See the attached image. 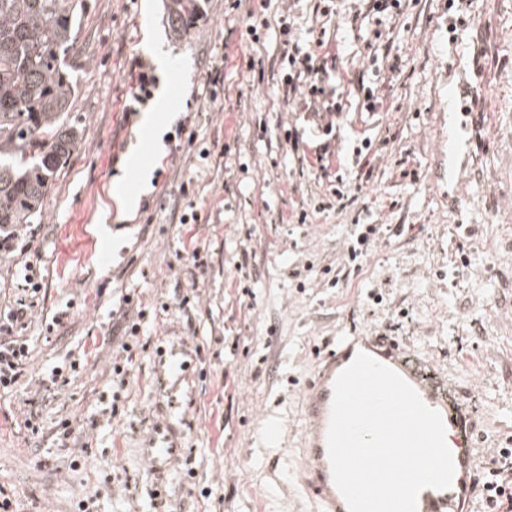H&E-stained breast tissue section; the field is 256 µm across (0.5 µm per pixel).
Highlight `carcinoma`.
Returning a JSON list of instances; mask_svg holds the SVG:
<instances>
[{"label": "carcinoma", "instance_id": "obj_1", "mask_svg": "<svg viewBox=\"0 0 512 512\" xmlns=\"http://www.w3.org/2000/svg\"><path fill=\"white\" fill-rule=\"evenodd\" d=\"M199 0H169L174 33ZM84 0H0V230L41 220L55 174L76 150L68 112L77 90L75 50Z\"/></svg>", "mask_w": 512, "mask_h": 512}]
</instances>
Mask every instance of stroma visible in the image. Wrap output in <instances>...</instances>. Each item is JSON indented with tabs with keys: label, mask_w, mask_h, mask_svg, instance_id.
<instances>
[{
	"label": "stroma",
	"mask_w": 512,
	"mask_h": 512,
	"mask_svg": "<svg viewBox=\"0 0 512 512\" xmlns=\"http://www.w3.org/2000/svg\"><path fill=\"white\" fill-rule=\"evenodd\" d=\"M200 0L195 24L175 35L168 0H86L76 46L77 93L69 117L83 130L56 173L34 234L0 257V311L17 294L14 265L41 277L22 329L33 358L19 382L0 388V488L14 512H154L143 454L155 421L168 420L181 446L166 473L177 512H314L292 476L301 456L306 381L317 351L349 330L393 328L434 359L475 400L483 456L512 445V0H475L468 27L448 32V0H418L390 24V54L403 63L385 85V108L361 111L358 86L372 81L366 33L354 15L362 0H269L273 23L257 44L242 43V20L262 0ZM290 19L300 39L325 30L347 107L331 145L332 169L347 186L362 159L373 178L353 205L307 223L299 211L331 199L330 182L289 155L282 128L309 146L323 142L283 80ZM226 67L211 101L207 73L224 50ZM169 60L167 70L154 65ZM152 66L161 138L129 111L132 66ZM474 98L460 112L467 145L448 140L455 93ZM387 139L361 157L363 138ZM417 170L409 183L400 164ZM190 181L188 194L180 185ZM137 204L126 208L115 184ZM199 220L180 223L188 206ZM381 225L362 271L339 287L357 213ZM201 248V265L187 251ZM381 304L367 300L370 290ZM139 296L151 349L137 353L119 413L112 402V351L123 327L114 310ZM66 311L63 323L45 322ZM199 348L177 394L179 371L157 347ZM79 362L74 380L52 391L40 381ZM73 433L59 441L62 419ZM277 446L263 442L269 420ZM193 479H186L187 470Z\"/></svg>",
	"instance_id": "35a3bbf8"
}]
</instances>
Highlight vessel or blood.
Wrapping results in <instances>:
<instances>
[{
  "instance_id": "obj_1",
  "label": "vessel or blood",
  "mask_w": 512,
  "mask_h": 512,
  "mask_svg": "<svg viewBox=\"0 0 512 512\" xmlns=\"http://www.w3.org/2000/svg\"><path fill=\"white\" fill-rule=\"evenodd\" d=\"M364 352L400 374L431 408L437 410L451 435L455 464L453 483L449 488L422 490L417 499V512H469L477 461V427L473 401L425 357L409 348L397 337L382 331H349L332 339L318 357L317 368L308 381L304 397V437L300 482L311 497L315 512H348L347 504L331 473L327 451L333 385L338 374L347 367L357 352ZM145 454L150 472L156 476L154 491L166 496L158 478L176 454L172 429L166 422L152 428Z\"/></svg>"
}]
</instances>
